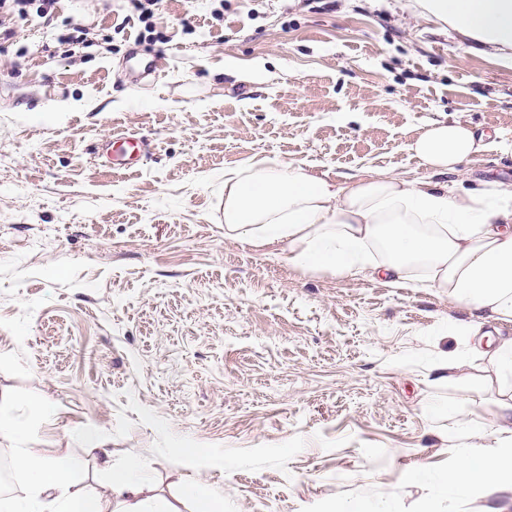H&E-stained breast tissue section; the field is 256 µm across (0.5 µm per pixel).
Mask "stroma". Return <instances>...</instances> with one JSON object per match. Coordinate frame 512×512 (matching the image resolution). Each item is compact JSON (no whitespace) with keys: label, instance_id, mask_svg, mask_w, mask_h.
Returning a JSON list of instances; mask_svg holds the SVG:
<instances>
[{"label":"stroma","instance_id":"1","mask_svg":"<svg viewBox=\"0 0 512 512\" xmlns=\"http://www.w3.org/2000/svg\"><path fill=\"white\" fill-rule=\"evenodd\" d=\"M410 3L161 0L157 31L133 0H58L0 41V413L89 493L94 438L156 501L197 483L224 512H475L442 476L502 394L485 360L434 380L464 316L447 289L224 236L225 172L419 179L408 146L435 121L489 136L459 188L512 185V60ZM74 27L91 46L60 42ZM122 131L150 143L128 171L95 152Z\"/></svg>","mask_w":512,"mask_h":512}]
</instances>
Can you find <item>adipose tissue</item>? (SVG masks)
Returning <instances> with one entry per match:
<instances>
[{
  "label": "adipose tissue",
  "instance_id": "adipose-tissue-1",
  "mask_svg": "<svg viewBox=\"0 0 512 512\" xmlns=\"http://www.w3.org/2000/svg\"><path fill=\"white\" fill-rule=\"evenodd\" d=\"M427 18L448 24L501 57L512 56V0H415ZM485 146L483 135L460 122H434L410 144L431 173L406 180L382 172L350 183L292 164L259 160L224 179V235L254 246L280 247L289 264L325 268L339 277L384 279L400 286L417 277L444 288L465 318L448 333L486 343L497 376L512 380V187L495 180L476 189L448 187L445 176ZM491 431L500 447L459 454L445 487L472 495L496 474L512 492V397L502 401ZM110 471L103 493L78 488L66 453L18 448L13 466L27 482L23 496L0 495V512H177L174 504H147L141 465L129 456Z\"/></svg>",
  "mask_w": 512,
  "mask_h": 512
}]
</instances>
